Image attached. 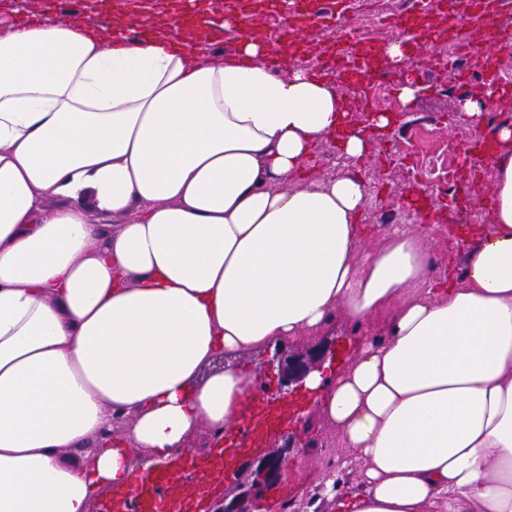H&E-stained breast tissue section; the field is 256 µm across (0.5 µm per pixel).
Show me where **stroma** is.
Segmentation results:
<instances>
[{"mask_svg": "<svg viewBox=\"0 0 512 512\" xmlns=\"http://www.w3.org/2000/svg\"><path fill=\"white\" fill-rule=\"evenodd\" d=\"M431 17L440 20V27L432 28L421 43L418 57L408 59V66L424 64L427 57H442L452 48L450 31L468 34L469 26L457 14L450 0H443L440 8L431 10ZM336 42L335 26L322 28L305 49L282 63L275 74L285 78L297 70L314 72L320 65L322 53ZM343 96L360 101L365 93L373 95V109L352 113V123L363 127L367 151L358 160L346 159L335 140L318 141L311 150L306 171L314 177L333 178L344 170H354L369 187L371 196L363 210L362 223L377 228L369 245H379V232L391 225L408 223L411 211L401 199L405 182H414L428 197L434 212L427 237V247L440 267L460 271L465 255L457 245L454 234L459 230L472 231L491 223L490 203L485 196L495 179V161L485 158L477 161V180L472 187V202L468 207H456L443 191L459 155L455 133L463 127L483 129V120L474 119L459 108V96L450 85H423L413 105L399 99L397 85L385 84L367 90L364 80L340 84ZM387 112L394 122L385 129L376 128L373 112ZM359 332L341 317H334L319 337V344L336 347V358L328 362L327 372L341 369L354 355L359 345ZM291 396L306 399L308 408L303 419L288 420L266 436L270 448H288V466L283 483L273 490L268 499L260 500L259 512H329L322 475L337 454L336 437L326 429L317 410L315 395L305 394L303 387L291 386Z\"/></svg>", "mask_w": 512, "mask_h": 512, "instance_id": "stroma-1", "label": "stroma"}]
</instances>
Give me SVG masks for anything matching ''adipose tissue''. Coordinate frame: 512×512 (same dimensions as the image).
I'll use <instances>...</instances> for the list:
<instances>
[{
	"instance_id": "ef3b65f1",
	"label": "adipose tissue",
	"mask_w": 512,
	"mask_h": 512,
	"mask_svg": "<svg viewBox=\"0 0 512 512\" xmlns=\"http://www.w3.org/2000/svg\"><path fill=\"white\" fill-rule=\"evenodd\" d=\"M125 28L0 38V512H90L133 452L239 426L241 357L336 314L378 331L306 380L336 512H512V125L492 222L446 279L412 225L365 248L358 175L305 174L322 138L365 153L333 84L274 76L249 39L225 60Z\"/></svg>"
}]
</instances>
